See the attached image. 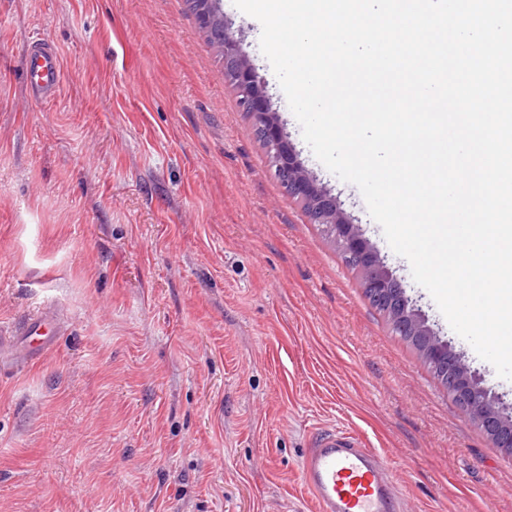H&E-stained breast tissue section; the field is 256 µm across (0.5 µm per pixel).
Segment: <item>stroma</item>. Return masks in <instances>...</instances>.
<instances>
[{"mask_svg": "<svg viewBox=\"0 0 512 512\" xmlns=\"http://www.w3.org/2000/svg\"><path fill=\"white\" fill-rule=\"evenodd\" d=\"M223 11L305 167L512 403L314 156L260 26ZM38 39L63 69L47 105L21 75ZM43 309L58 345L0 365V512H316L301 465L328 428L382 455L408 512H512V461L284 195L184 0H0V327Z\"/></svg>", "mask_w": 512, "mask_h": 512, "instance_id": "stroma-1", "label": "stroma"}]
</instances>
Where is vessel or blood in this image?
Listing matches in <instances>:
<instances>
[{
	"mask_svg": "<svg viewBox=\"0 0 512 512\" xmlns=\"http://www.w3.org/2000/svg\"><path fill=\"white\" fill-rule=\"evenodd\" d=\"M30 90L36 102L53 101L61 88L62 67L56 50L35 41L27 55ZM64 323L54 312L42 311L15 328L0 329V353L16 348L20 358L34 361L53 348ZM302 477L317 512H406L381 455L361 447L343 432L317 434L302 463Z\"/></svg>",
	"mask_w": 512,
	"mask_h": 512,
	"instance_id": "vessel-or-blood-1",
	"label": "vessel or blood"
}]
</instances>
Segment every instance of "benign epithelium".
Returning <instances> with one entry per match:
<instances>
[{"instance_id":"1","label":"benign epithelium","mask_w":512,"mask_h":512,"mask_svg":"<svg viewBox=\"0 0 512 512\" xmlns=\"http://www.w3.org/2000/svg\"><path fill=\"white\" fill-rule=\"evenodd\" d=\"M224 82L235 87L245 106L253 113L256 126L265 131V145L276 172H288L281 183L284 194L303 203L313 224H326L339 251L355 265L363 286L379 300L398 336L408 337L421 355L442 376L438 383L489 442L512 458V414L504 412L499 399L482 385L480 376L465 363L451 342L443 340L428 325L421 310L385 260L365 237L361 225L354 223L335 196L320 186L299 160L293 144L271 100L265 83L256 75L240 42L224 28Z\"/></svg>"}]
</instances>
